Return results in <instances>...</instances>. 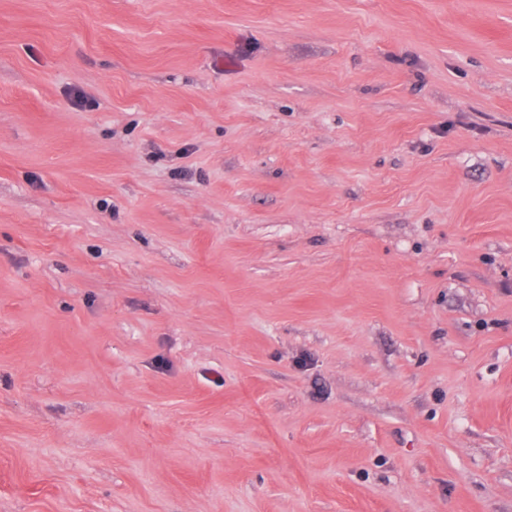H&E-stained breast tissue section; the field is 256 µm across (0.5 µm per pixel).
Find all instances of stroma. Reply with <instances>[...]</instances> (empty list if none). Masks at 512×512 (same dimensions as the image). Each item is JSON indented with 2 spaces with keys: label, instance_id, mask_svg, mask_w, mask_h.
Listing matches in <instances>:
<instances>
[{
  "label": "stroma",
  "instance_id": "1",
  "mask_svg": "<svg viewBox=\"0 0 512 512\" xmlns=\"http://www.w3.org/2000/svg\"><path fill=\"white\" fill-rule=\"evenodd\" d=\"M0 512H512V0H0Z\"/></svg>",
  "mask_w": 512,
  "mask_h": 512
}]
</instances>
